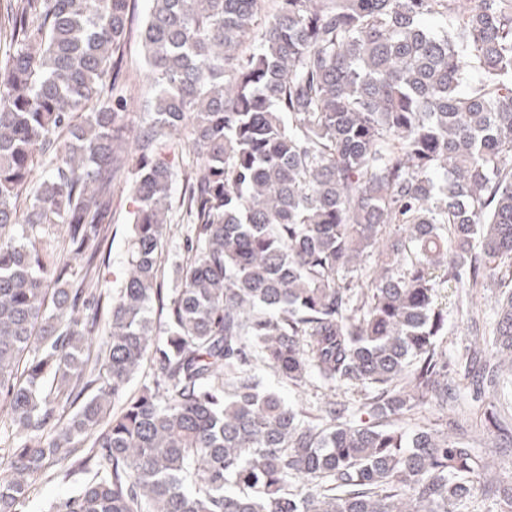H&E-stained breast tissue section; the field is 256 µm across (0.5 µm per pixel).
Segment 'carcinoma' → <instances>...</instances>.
<instances>
[{
    "label": "carcinoma",
    "instance_id": "obj_1",
    "mask_svg": "<svg viewBox=\"0 0 512 512\" xmlns=\"http://www.w3.org/2000/svg\"><path fill=\"white\" fill-rule=\"evenodd\" d=\"M259 2L151 0L135 124V0H0V406L20 435L0 441V512L77 473L92 478L51 512L512 502L468 445L395 427L448 403L450 373L500 386L480 349L448 364L433 294L442 277L460 304L512 260V0H275L262 21ZM179 180L185 256L166 288ZM122 185L132 235L110 297ZM497 316L474 337L512 358V282ZM259 362L371 389L367 420L334 400L309 419ZM483 417L503 431L495 406ZM132 20V34L128 42L125 56V71L129 78L131 101L129 112L134 119H139L146 112V104L150 98L149 85L142 81L145 72L144 56L139 42V30L149 9V0H136ZM130 201L125 192L118 191L114 196L115 219L109 230L107 244V250L110 245V256L106 266L101 269L102 288H105L111 297L118 292L126 268L127 241L130 235L127 211L131 208Z\"/></svg>",
    "mask_w": 512,
    "mask_h": 512
}]
</instances>
